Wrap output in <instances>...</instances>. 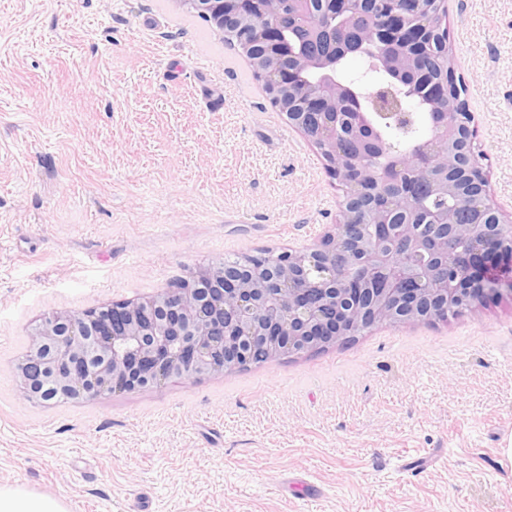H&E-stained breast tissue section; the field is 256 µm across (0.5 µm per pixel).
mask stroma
<instances>
[{"label":"stroma","instance_id":"obj_1","mask_svg":"<svg viewBox=\"0 0 512 512\" xmlns=\"http://www.w3.org/2000/svg\"><path fill=\"white\" fill-rule=\"evenodd\" d=\"M512 221V0H447ZM341 192L179 0H0V485L69 512H512V299L94 400L26 396L32 327L312 245Z\"/></svg>","mask_w":512,"mask_h":512}]
</instances>
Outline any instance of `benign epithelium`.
I'll list each match as a JSON object with an SVG mask.
<instances>
[{"instance_id": "1", "label": "benign epithelium", "mask_w": 512, "mask_h": 512, "mask_svg": "<svg viewBox=\"0 0 512 512\" xmlns=\"http://www.w3.org/2000/svg\"><path fill=\"white\" fill-rule=\"evenodd\" d=\"M219 35L231 30L244 49L262 24L266 38L250 59L270 104L319 151L342 195L338 219L311 247L244 255L199 268L153 295L81 313L53 312L33 329L17 364L25 393L46 399H93L134 392L173 376L187 379L244 368L255 356L317 352L380 323L446 321L505 295L512 298V227L502 224L476 152L477 128L464 98L454 112L440 103L459 88L448 56L438 77L423 68L421 46L451 51L446 0H180ZM371 16L384 40L370 70L375 87L336 79L366 42ZM311 30L320 52L303 57L288 35ZM406 70L426 83L425 119L402 107ZM406 148L391 167L370 155L390 136ZM475 196L451 171L460 151ZM463 197L482 223L455 209H400L394 196Z\"/></svg>"}]
</instances>
